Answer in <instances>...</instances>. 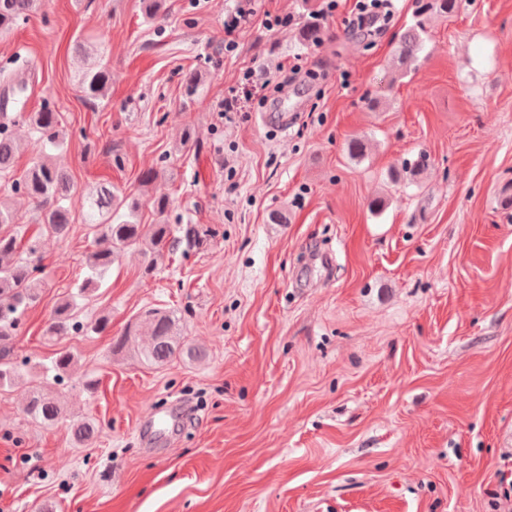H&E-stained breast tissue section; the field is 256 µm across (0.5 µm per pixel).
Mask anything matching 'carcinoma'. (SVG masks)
<instances>
[{
    "mask_svg": "<svg viewBox=\"0 0 512 512\" xmlns=\"http://www.w3.org/2000/svg\"><path fill=\"white\" fill-rule=\"evenodd\" d=\"M38 0H0V34L13 29L17 22L33 10ZM146 18L156 20L165 12L164 0H140ZM458 8V0H427L417 6L410 26L403 32L394 55L396 71L405 75L410 65L418 58L423 47V35L427 33L428 14L451 15ZM297 39L302 44L321 42L324 31L309 12L308 19L298 28ZM112 83V71L102 62L87 70L82 77V91L88 97L101 98ZM11 119L0 112V176L12 172L19 139L15 134L3 131L5 121ZM29 129L39 134L49 152L38 157L24 174L22 181L11 187L39 210V223L53 236L63 239L68 236L73 222L70 200V183L66 172L58 162L55 151L61 149L65 140L59 113L45 109L28 112L24 118ZM424 167V160L393 168L390 182L397 184L405 177H416ZM84 207V223L91 229L92 248L86 253L87 275L77 291L60 297L47 320L43 335L58 339L73 331L89 335L105 332L109 319L105 316L86 324L78 320V300L95 292L109 268L118 261L125 249L136 247L144 257V273H151L170 252L173 244L171 225L161 221L170 206L169 195L162 188L144 202L160 217L156 224H139L136 213L143 202L128 194L119 193L102 186L95 192L81 197ZM41 243L33 236L22 241L17 230H0V389L20 383L27 385L24 404L25 414L32 420L51 426L65 417V407L60 398L45 381L38 377L23 378L12 362L16 335L25 311L37 304L46 286ZM112 352L131 354L139 361L153 366L164 365L174 359L198 362L205 353L193 345L183 334L181 318L176 311L157 307L142 310L127 326L124 333L113 340ZM78 362L68 351L56 353L50 365L44 367L43 375L59 379ZM75 441L85 444L93 441L102 430L98 420L86 418L71 424Z\"/></svg>",
    "mask_w": 512,
    "mask_h": 512,
    "instance_id": "cac0c4a2",
    "label": "carcinoma"
}]
</instances>
